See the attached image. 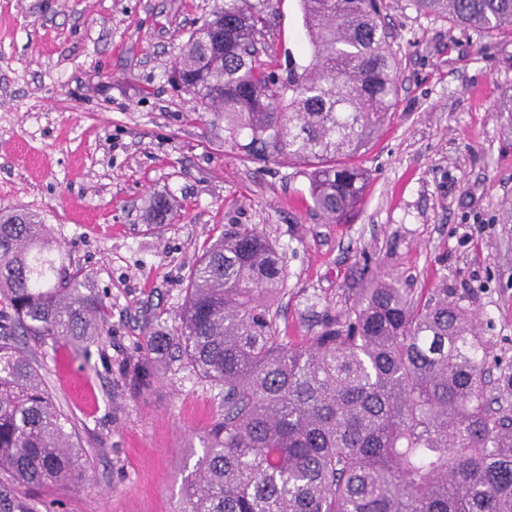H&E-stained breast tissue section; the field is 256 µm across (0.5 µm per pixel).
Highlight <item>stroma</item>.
<instances>
[{"label":"stroma","instance_id":"stroma-1","mask_svg":"<svg viewBox=\"0 0 512 512\" xmlns=\"http://www.w3.org/2000/svg\"><path fill=\"white\" fill-rule=\"evenodd\" d=\"M223 3L0 0V208L41 218L109 330L87 361L20 339L90 465L64 488L0 474V512H176L224 392L182 361L147 390L118 367L178 325L196 260L231 224L285 253L289 345L343 318L371 279L397 277L421 302L444 288L477 313L489 390L512 409V27L477 32L387 0L399 99L359 159L360 207L334 224L310 210L302 167L244 160L170 83ZM267 14L265 58L281 72L301 55L298 0Z\"/></svg>","mask_w":512,"mask_h":512}]
</instances>
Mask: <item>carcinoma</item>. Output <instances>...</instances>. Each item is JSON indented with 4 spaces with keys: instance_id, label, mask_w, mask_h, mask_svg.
I'll return each instance as SVG.
<instances>
[{
    "instance_id": "obj_1",
    "label": "carcinoma",
    "mask_w": 512,
    "mask_h": 512,
    "mask_svg": "<svg viewBox=\"0 0 512 512\" xmlns=\"http://www.w3.org/2000/svg\"><path fill=\"white\" fill-rule=\"evenodd\" d=\"M269 2L224 0L192 31L181 88L245 159L303 166L311 210L340 224L367 184L355 158L399 97L387 3L299 0L307 63L280 76L258 48ZM413 2L478 32L512 26V0ZM287 278L279 246L234 224L196 261L174 331L139 347L144 389L174 354L224 389L180 512H512V413L487 391L475 314L388 277L292 348L275 309ZM82 287L38 216L0 209V471L22 484L69 486L88 466L12 343L20 331L90 359L107 320Z\"/></svg>"
}]
</instances>
